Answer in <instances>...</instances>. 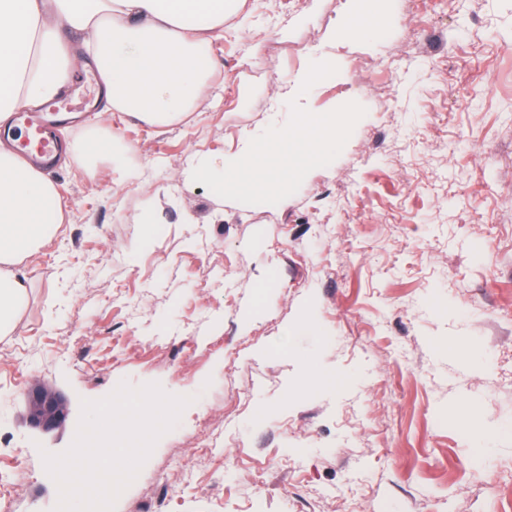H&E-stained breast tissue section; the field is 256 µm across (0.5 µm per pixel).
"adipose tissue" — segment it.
<instances>
[{"label":"adipose tissue","instance_id":"adipose-tissue-1","mask_svg":"<svg viewBox=\"0 0 512 512\" xmlns=\"http://www.w3.org/2000/svg\"><path fill=\"white\" fill-rule=\"evenodd\" d=\"M239 0H0V125L58 96L79 59L78 36L103 85L102 114L131 112L165 125L209 95L203 44L220 39ZM335 113L299 110L287 143L314 152L335 131ZM63 201L52 183L0 151V338L12 335L26 284L14 271L58 230Z\"/></svg>","mask_w":512,"mask_h":512}]
</instances>
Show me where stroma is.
<instances>
[{
    "label": "stroma",
    "mask_w": 512,
    "mask_h": 512,
    "mask_svg": "<svg viewBox=\"0 0 512 512\" xmlns=\"http://www.w3.org/2000/svg\"><path fill=\"white\" fill-rule=\"evenodd\" d=\"M378 3L367 31L348 0H241L205 103L112 113L93 172L50 174L64 216L0 340L15 512H53L43 452L123 382L191 402L115 512L164 486L162 512H512V0ZM300 105L342 125L282 186L196 176L248 142L276 159ZM30 424L45 432L60 427L66 417V405L59 394L46 385H37L25 393Z\"/></svg>",
    "instance_id": "1"
}]
</instances>
